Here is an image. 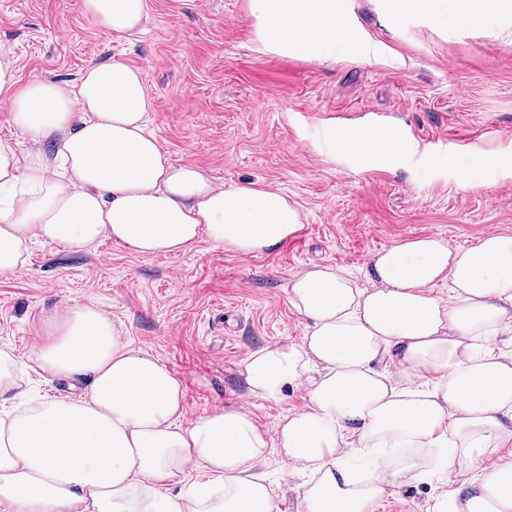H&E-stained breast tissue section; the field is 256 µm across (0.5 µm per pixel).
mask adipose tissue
<instances>
[{"label": "adipose tissue", "mask_w": 512, "mask_h": 512, "mask_svg": "<svg viewBox=\"0 0 512 512\" xmlns=\"http://www.w3.org/2000/svg\"><path fill=\"white\" fill-rule=\"evenodd\" d=\"M272 50L331 57L371 51L348 0H249ZM100 30L141 31L150 0H82ZM0 98L33 145L0 141V276L37 238L80 252L102 238L140 255L177 254L200 240L240 254L272 251L302 226L287 195L215 186L176 165L149 131L152 99L140 69L114 59L68 86L21 81L0 55ZM335 146L393 157L396 134L341 130ZM359 287L338 266L288 283L304 320L297 343L250 353L252 395L278 400L310 380L306 406L269 436L240 408L185 420L181 380L126 342L94 303L64 306L37 346L41 373L86 382L75 400L31 397L23 357L0 353V512H278L255 473L271 448L312 481L301 512H375L388 485L422 481L432 449L452 485L433 512H512V235L451 246L436 235L375 253ZM448 283L447 296L436 289ZM480 471H473V464Z\"/></svg>", "instance_id": "ef3b65f1"}]
</instances>
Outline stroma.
Instances as JSON below:
<instances>
[{
	"mask_svg": "<svg viewBox=\"0 0 512 512\" xmlns=\"http://www.w3.org/2000/svg\"><path fill=\"white\" fill-rule=\"evenodd\" d=\"M349 11L370 60L272 52L248 0H151L144 30L129 36L99 30L81 0H0V49L22 78L64 85L111 58L140 68L153 99L148 128L171 161L219 185L281 191L302 214L298 233L258 255L205 240L155 256L109 239L77 254L32 240L24 266L0 276V351L32 356L56 309L91 301L179 376L187 418L238 407L272 435L307 404L308 388L260 399L241 370L254 350L300 341L289 279L332 264L364 287L371 256L396 242L512 235V166L473 167L463 186L456 165L512 157V13L465 24L453 10L438 23L392 17L385 0H349ZM368 112L401 135L393 161L360 163L332 147L333 130L365 128ZM426 466L423 481L388 487L376 512H431L451 486L434 461ZM258 469L279 512H298L309 472L286 475L276 449Z\"/></svg>",
	"mask_w": 512,
	"mask_h": 512,
	"instance_id": "1",
	"label": "stroma"
}]
</instances>
